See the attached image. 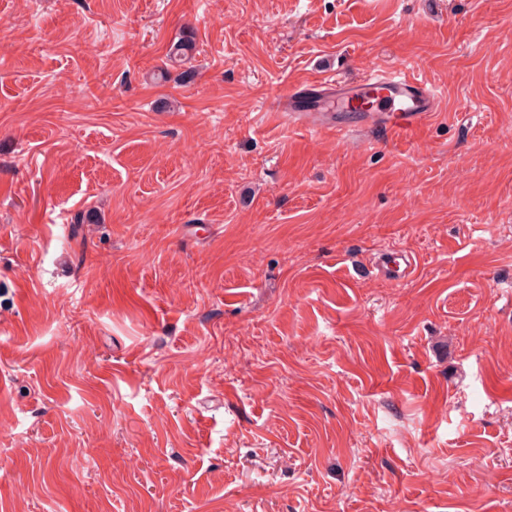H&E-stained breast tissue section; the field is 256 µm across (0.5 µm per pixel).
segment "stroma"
<instances>
[{
	"label": "stroma",
	"mask_w": 512,
	"mask_h": 512,
	"mask_svg": "<svg viewBox=\"0 0 512 512\" xmlns=\"http://www.w3.org/2000/svg\"><path fill=\"white\" fill-rule=\"evenodd\" d=\"M0 512H512V0H0ZM336 100V113L306 106L314 97ZM438 106V93L404 69L372 72L357 79H328L291 90L276 112L307 131L348 133L359 129H411ZM414 269L412 259L402 252L391 250L381 260L379 271L388 280H402L409 277Z\"/></svg>",
	"instance_id": "35a3bbf8"
}]
</instances>
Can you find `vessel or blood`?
I'll return each instance as SVG.
<instances>
[{
	"label": "vessel or blood",
	"mask_w": 512,
	"mask_h": 512,
	"mask_svg": "<svg viewBox=\"0 0 512 512\" xmlns=\"http://www.w3.org/2000/svg\"><path fill=\"white\" fill-rule=\"evenodd\" d=\"M438 94L405 70L372 72L356 79H328L290 91L281 109L290 123L308 131L348 133L359 129H411L436 111ZM412 259L388 251L380 263L389 280L409 277Z\"/></svg>",
	"instance_id": "b4317fda"
}]
</instances>
